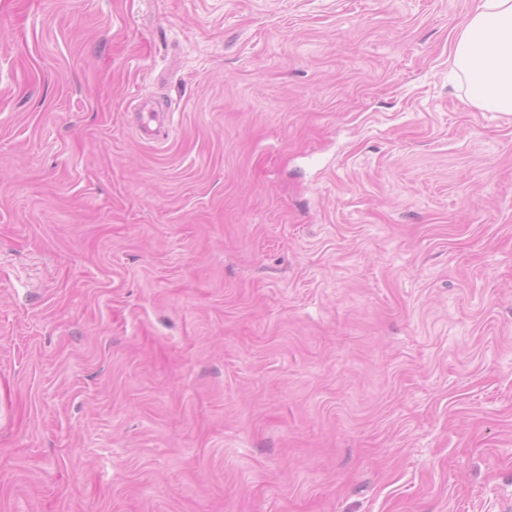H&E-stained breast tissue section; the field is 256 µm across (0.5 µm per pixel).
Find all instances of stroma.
I'll use <instances>...</instances> for the list:
<instances>
[{
    "mask_svg": "<svg viewBox=\"0 0 512 512\" xmlns=\"http://www.w3.org/2000/svg\"><path fill=\"white\" fill-rule=\"evenodd\" d=\"M477 3L0 0V512H512Z\"/></svg>",
    "mask_w": 512,
    "mask_h": 512,
    "instance_id": "35a3bbf8",
    "label": "stroma"
}]
</instances>
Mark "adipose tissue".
I'll return each mask as SVG.
<instances>
[{
	"label": "adipose tissue",
	"instance_id": "1",
	"mask_svg": "<svg viewBox=\"0 0 512 512\" xmlns=\"http://www.w3.org/2000/svg\"><path fill=\"white\" fill-rule=\"evenodd\" d=\"M468 96L489 112H512V0H480L453 48Z\"/></svg>",
	"mask_w": 512,
	"mask_h": 512
}]
</instances>
